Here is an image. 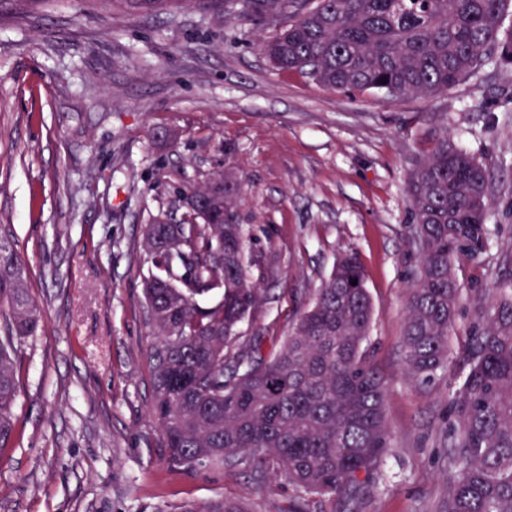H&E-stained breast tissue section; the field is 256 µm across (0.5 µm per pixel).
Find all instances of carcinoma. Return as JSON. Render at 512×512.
Returning a JSON list of instances; mask_svg holds the SVG:
<instances>
[{
    "mask_svg": "<svg viewBox=\"0 0 512 512\" xmlns=\"http://www.w3.org/2000/svg\"><path fill=\"white\" fill-rule=\"evenodd\" d=\"M512 0H224V14L295 21L262 51L277 69L345 92L390 98L446 92L495 61L512 62L502 31ZM408 244L415 267L404 328L406 374L431 382L448 368V332L460 289L454 262L488 245L493 179L474 155L435 146L408 177ZM240 184L224 175L213 212L234 215ZM140 270L153 342L150 415L170 468L237 467L281 473L303 492L352 495L377 473L390 447L388 387L369 347L373 306L352 254L336 260L276 352L243 323L261 306L267 268L247 252L242 224H210L192 210L144 226ZM357 285H351V281ZM215 293L212 305L203 297ZM0 449L14 440L19 395L15 341L37 334L40 313L27 267L0 244ZM486 325L474 333L467 370L449 398L448 489L442 512H512V281L501 284ZM179 512H249L224 498Z\"/></svg>",
    "mask_w": 512,
    "mask_h": 512,
    "instance_id": "1",
    "label": "carcinoma"
}]
</instances>
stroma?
<instances>
[{
  "mask_svg": "<svg viewBox=\"0 0 512 512\" xmlns=\"http://www.w3.org/2000/svg\"><path fill=\"white\" fill-rule=\"evenodd\" d=\"M210 2L145 13L46 0L21 18L0 0V240L26 263L41 313L15 353L18 433L0 451V512H174L225 497L288 512L299 498L238 468L170 469L148 415L143 226L178 212L183 186L228 170L249 249L269 263L243 334L284 339L336 257L355 252L391 431L355 512H439L448 397L512 280V63L430 97L351 94L276 70L260 44L279 25L228 20ZM442 135L487 166L493 198L486 250L456 263L448 370L422 383L404 371L407 177Z\"/></svg>",
  "mask_w": 512,
  "mask_h": 512,
  "instance_id": "obj_1",
  "label": "stroma"
}]
</instances>
